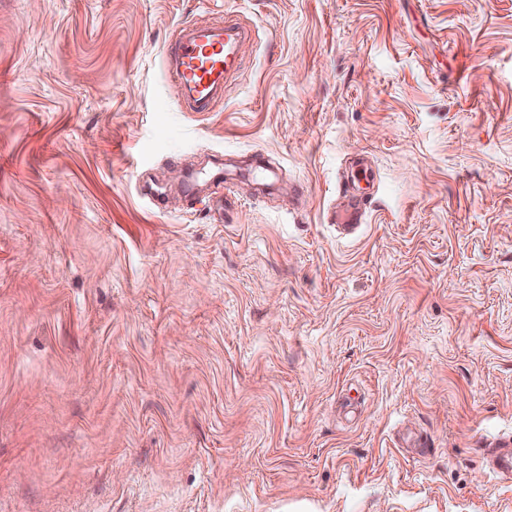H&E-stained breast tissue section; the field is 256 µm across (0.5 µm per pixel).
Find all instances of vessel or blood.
Listing matches in <instances>:
<instances>
[{
	"label": "vessel or blood",
	"mask_w": 512,
	"mask_h": 512,
	"mask_svg": "<svg viewBox=\"0 0 512 512\" xmlns=\"http://www.w3.org/2000/svg\"><path fill=\"white\" fill-rule=\"evenodd\" d=\"M241 28L232 20L177 26L165 45L171 77L187 95V107L210 112L224 100V85L241 67Z\"/></svg>",
	"instance_id": "b4317fda"
}]
</instances>
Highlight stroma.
<instances>
[{"label":"stroma","mask_w":512,"mask_h":512,"mask_svg":"<svg viewBox=\"0 0 512 512\" xmlns=\"http://www.w3.org/2000/svg\"><path fill=\"white\" fill-rule=\"evenodd\" d=\"M511 437L512 0H0V512H512ZM241 28L230 19L177 26L165 45L171 78L192 112H212L224 102V84L241 67Z\"/></svg>","instance_id":"stroma-1"}]
</instances>
